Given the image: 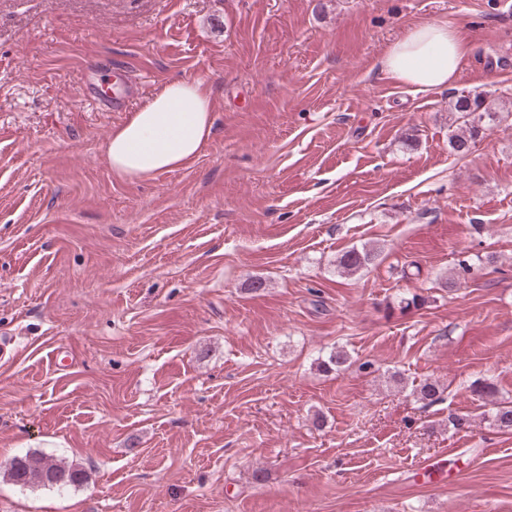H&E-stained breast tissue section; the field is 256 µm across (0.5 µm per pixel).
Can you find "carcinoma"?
<instances>
[{
	"instance_id": "obj_1",
	"label": "carcinoma",
	"mask_w": 512,
	"mask_h": 512,
	"mask_svg": "<svg viewBox=\"0 0 512 512\" xmlns=\"http://www.w3.org/2000/svg\"><path fill=\"white\" fill-rule=\"evenodd\" d=\"M454 110L462 119L465 130L450 137L449 145L457 154L469 151L471 142L484 130L479 124L483 120L487 123L496 121L497 113L485 105V99L479 93H469L456 98ZM377 253L372 248H351L341 254L337 261L339 270L343 273L353 274L371 264ZM348 363V356L343 351H335L320 363L325 372L340 371ZM493 421L496 426L504 430H512V402L493 403ZM5 475L15 484L23 487H49L64 488L75 486L85 480L84 472L73 465H67L51 455L27 454L12 459Z\"/></svg>"
}]
</instances>
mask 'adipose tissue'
Masks as SVG:
<instances>
[{"instance_id":"1","label":"adipose tissue","mask_w":512,"mask_h":512,"mask_svg":"<svg viewBox=\"0 0 512 512\" xmlns=\"http://www.w3.org/2000/svg\"><path fill=\"white\" fill-rule=\"evenodd\" d=\"M470 45L445 21L410 28L380 60L382 71L401 84L431 90L451 84L464 67ZM213 127L212 89L202 79L176 80L113 127L107 158L113 175L149 179L185 167L200 154Z\"/></svg>"}]
</instances>
